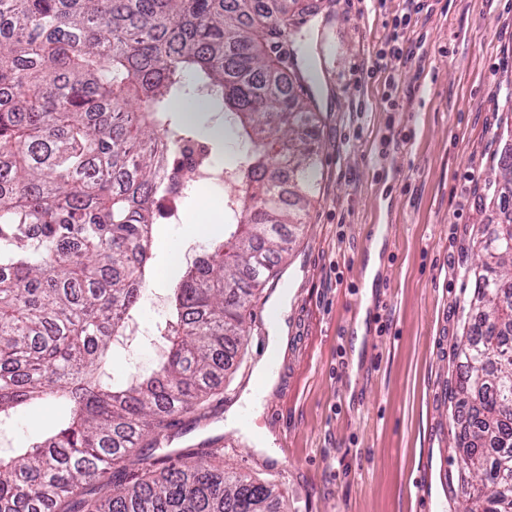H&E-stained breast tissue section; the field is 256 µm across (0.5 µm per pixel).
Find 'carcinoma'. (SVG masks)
Listing matches in <instances>:
<instances>
[{
	"mask_svg": "<svg viewBox=\"0 0 512 512\" xmlns=\"http://www.w3.org/2000/svg\"><path fill=\"white\" fill-rule=\"evenodd\" d=\"M307 0H0V417L64 397L68 422L0 457V512H272V485L210 448L164 454L171 417L203 406L241 344L255 291L318 185L302 137L316 113L292 92L279 44ZM221 112L245 152L229 168L235 221L172 289L156 373L109 384L115 336L152 274L165 170ZM494 182L512 196V156ZM461 368L450 389L465 512H512V243L477 247Z\"/></svg>",
	"mask_w": 512,
	"mask_h": 512,
	"instance_id": "obj_1",
	"label": "carcinoma"
}]
</instances>
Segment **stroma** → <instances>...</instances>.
<instances>
[{
    "label": "stroma",
    "instance_id": "obj_1",
    "mask_svg": "<svg viewBox=\"0 0 512 512\" xmlns=\"http://www.w3.org/2000/svg\"><path fill=\"white\" fill-rule=\"evenodd\" d=\"M404 0H322L303 17L294 60L316 103L307 133L321 184L306 224L257 292L248 333L219 395L174 416L164 450L221 442L225 468L276 485V512H421L415 485L432 473L434 512L465 502L448 418L459 362L461 304L473 291L479 227L512 215V201L480 203L484 182L512 142V0H429L414 16L395 72L374 71ZM396 101L398 111L388 109ZM227 190L187 193L180 221L157 218L154 268L171 246L190 265L211 240L194 231L202 200L223 209ZM378 268L367 278L370 246ZM286 295L288 339L277 379L255 407L244 402L267 357V313ZM169 287L148 293L140 335L114 345L107 374L156 370ZM69 418L61 400L19 407L0 423V455Z\"/></svg>",
    "mask_w": 512,
    "mask_h": 512
}]
</instances>
